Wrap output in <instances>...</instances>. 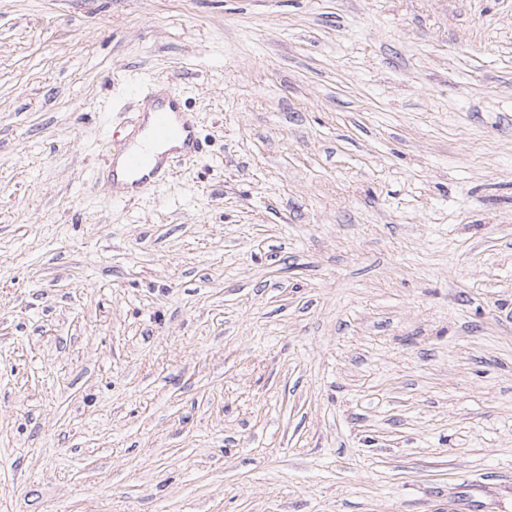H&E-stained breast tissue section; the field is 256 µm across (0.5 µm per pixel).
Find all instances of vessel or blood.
<instances>
[{
  "label": "vessel or blood",
  "instance_id": "b4317fda",
  "mask_svg": "<svg viewBox=\"0 0 512 512\" xmlns=\"http://www.w3.org/2000/svg\"><path fill=\"white\" fill-rule=\"evenodd\" d=\"M142 109L153 116L145 144L137 148L127 144L110 148L111 158L120 161L122 169L107 175L108 199L125 200L133 188H157L179 165L203 152L198 137L199 118L184 107L180 92L164 90L144 100Z\"/></svg>",
  "mask_w": 512,
  "mask_h": 512
}]
</instances>
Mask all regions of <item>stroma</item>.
<instances>
[{"label":"stroma","mask_w":512,"mask_h":512,"mask_svg":"<svg viewBox=\"0 0 512 512\" xmlns=\"http://www.w3.org/2000/svg\"><path fill=\"white\" fill-rule=\"evenodd\" d=\"M0 512H512V0H0ZM142 110L153 116L144 145L139 148H131L130 144L112 146L110 141L112 161L106 190L110 200L127 199L130 188L140 189V192L156 189L179 165L193 161L203 152L198 137L199 118L195 112L184 107L180 92L165 89L144 100ZM160 145L170 148L163 147L157 152L155 147ZM117 159L121 160L124 174L133 179L130 185L118 179L115 169Z\"/></svg>","instance_id":"35a3bbf8"}]
</instances>
